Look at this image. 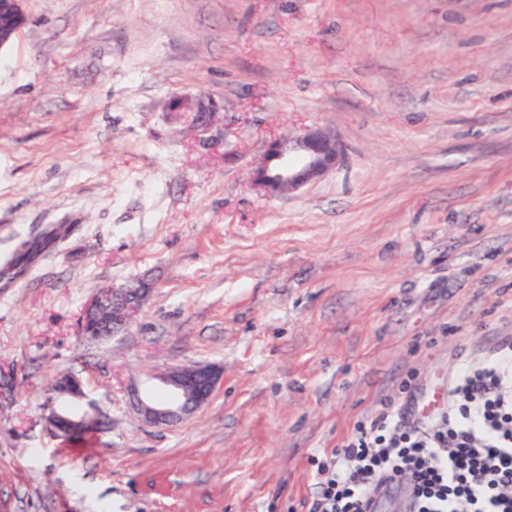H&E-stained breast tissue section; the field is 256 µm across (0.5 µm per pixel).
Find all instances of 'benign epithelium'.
<instances>
[{"instance_id": "1", "label": "benign epithelium", "mask_w": 512, "mask_h": 512, "mask_svg": "<svg viewBox=\"0 0 512 512\" xmlns=\"http://www.w3.org/2000/svg\"><path fill=\"white\" fill-rule=\"evenodd\" d=\"M27 23L24 0H0V51L10 47ZM174 112H207L208 105L199 96L189 103L177 98L172 104ZM342 154V146L335 135L313 128L296 137H281L271 141L263 159L253 173L254 185L268 196L285 191H296L323 177L333 169ZM146 289L127 286L107 288L96 292L85 308L98 313L104 300L112 304V334L118 335L134 321L145 299ZM221 370L211 364L195 363L172 367L158 376L169 389L171 399L156 402L136 397L133 408L147 426H168L207 404L214 395L221 379ZM58 380L69 383V390L52 392L47 400L46 425L57 431L61 425L60 399L84 398L81 380L72 372H64Z\"/></svg>"}]
</instances>
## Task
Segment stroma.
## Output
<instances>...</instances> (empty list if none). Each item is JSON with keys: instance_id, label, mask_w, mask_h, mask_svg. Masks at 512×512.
I'll use <instances>...</instances> for the list:
<instances>
[{"instance_id": "obj_1", "label": "stroma", "mask_w": 512, "mask_h": 512, "mask_svg": "<svg viewBox=\"0 0 512 512\" xmlns=\"http://www.w3.org/2000/svg\"><path fill=\"white\" fill-rule=\"evenodd\" d=\"M0 51V512H290L313 459L512 336V0H26ZM204 96L210 112H175ZM342 161L259 191L268 142ZM56 241L17 269L16 248ZM149 285L126 333L92 294ZM223 370L150 428L131 387ZM80 374L111 428L61 441ZM341 154L336 136L321 128L275 139L253 173L254 185L268 196L299 190L333 169ZM271 161L278 162L276 172L270 170ZM221 376L222 372L218 367L207 363L172 367L157 376L168 387L171 399L156 402L136 395L134 411L147 426H168L207 404L214 395ZM199 377L205 378L204 385L196 384ZM60 381L69 382V391L63 392H52L50 391V396L47 400V410H49L48 415L46 416V425L50 429V431H59L61 425L62 416L60 414L61 409L63 408L60 398L69 397L74 400L83 399L84 393L82 389L81 380L79 376L72 372H64L57 377Z\"/></svg>"}]
</instances>
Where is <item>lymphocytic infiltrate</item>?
<instances>
[{"instance_id":"obj_1","label":"lymphocytic infiltrate","mask_w":512,"mask_h":512,"mask_svg":"<svg viewBox=\"0 0 512 512\" xmlns=\"http://www.w3.org/2000/svg\"><path fill=\"white\" fill-rule=\"evenodd\" d=\"M413 512H512V336L462 365L427 424L385 405L315 464L302 512H365L393 478Z\"/></svg>"}]
</instances>
